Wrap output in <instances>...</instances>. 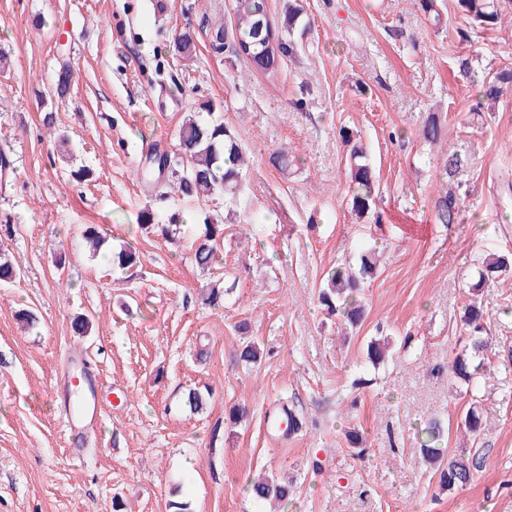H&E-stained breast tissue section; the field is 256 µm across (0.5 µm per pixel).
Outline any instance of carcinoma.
Instances as JSON below:
<instances>
[{
  "instance_id": "1",
  "label": "carcinoma",
  "mask_w": 512,
  "mask_h": 512,
  "mask_svg": "<svg viewBox=\"0 0 512 512\" xmlns=\"http://www.w3.org/2000/svg\"><path fill=\"white\" fill-rule=\"evenodd\" d=\"M458 7L476 26H494L501 20L502 7L508 0H456ZM303 8L288 6V15L283 20L282 35L270 17L268 0H236L235 29L237 41L235 53L252 62L256 69L268 76H276L283 57L293 48L289 36L302 19ZM175 48L183 59H190L196 52L193 38L182 33L175 38ZM512 85V68H504L484 76L481 83V97L496 100L502 95L503 85ZM422 135L428 141H437L442 135V126L434 115L424 121ZM180 158L175 159L168 152L158 148L146 157L143 177L154 191L167 188L186 198H211L224 196V205L231 206L241 192L242 175L247 166L246 158L237 135L224 122L194 112L181 124L177 133ZM342 139L348 146V174L350 178L351 211L362 217L371 212L378 191L373 168L363 146L355 141L346 129ZM455 198L450 197L439 203L438 218L443 224L456 219ZM144 226L167 239H174L183 227L182 215H154L146 217ZM224 225L204 224L203 238L198 241L194 252L196 264L203 270L219 261V244L223 241ZM478 281L472 286L477 289L489 281L504 280L512 266L501 256L477 259ZM376 263L372 256L363 254L360 264H338L327 273V284L318 294L319 303L328 313L334 315L343 325L357 327L365 315L362 285L374 275ZM464 335L468 338L467 349L448 362V375L456 383L472 386L491 372V361L487 352L483 313L476 301H470L461 318ZM367 358L377 365L385 360V342L379 338L367 344ZM462 424L469 434H479L482 419L478 408L467 409ZM419 453L424 463L439 474L440 486L448 491L466 484L476 462L463 455L449 456L446 453L448 429L438 421H430L420 429ZM254 496L260 501L288 504L293 496L292 486L275 479L253 480L248 484Z\"/></svg>"
}]
</instances>
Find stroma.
Returning <instances> with one entry per match:
<instances>
[{"mask_svg": "<svg viewBox=\"0 0 512 512\" xmlns=\"http://www.w3.org/2000/svg\"><path fill=\"white\" fill-rule=\"evenodd\" d=\"M309 21L267 78L235 56L233 0H0V252L19 268L0 285V512H268L246 487L259 473L292 483L285 512H512V285L477 299L491 329L493 373L478 388L452 384L461 316L477 279L474 257H512V90L481 103L458 78L469 55L477 72L512 67V12L482 29L454 0H437L442 25L413 0H298ZM190 32L194 61L168 52ZM70 66L67 90L57 74ZM209 103L249 158L232 208L223 198L161 200L142 165L152 145L175 152L186 113ZM71 153L42 125L45 107ZM436 115L445 137L424 142ZM359 132L379 181L366 217L348 205L341 128ZM294 163L280 172L273 157ZM463 164L444 172L449 156ZM89 171L85 180L71 172ZM461 199L454 223L441 200ZM213 215L224 224L223 261L197 267L189 228L172 245L141 230V210ZM105 238L81 244L86 226ZM132 247L136 266L112 264ZM375 252L364 285L366 317L342 338L318 302L334 264ZM224 306L205 302L210 282ZM38 318L21 328L14 313ZM89 319L84 336L73 318ZM388 338L380 366L371 338ZM260 349L239 361L242 340ZM93 378L121 387L79 454L67 450L55 383L72 350ZM210 390L207 411L178 408L183 393ZM477 403L483 425L458 422ZM248 410L234 425L232 406ZM301 432L268 424L281 407ZM451 428L449 454L477 461L470 481L442 490L418 452L417 429ZM366 439L354 456L346 435Z\"/></svg>", "mask_w": 512, "mask_h": 512, "instance_id": "obj_1", "label": "stroma"}]
</instances>
